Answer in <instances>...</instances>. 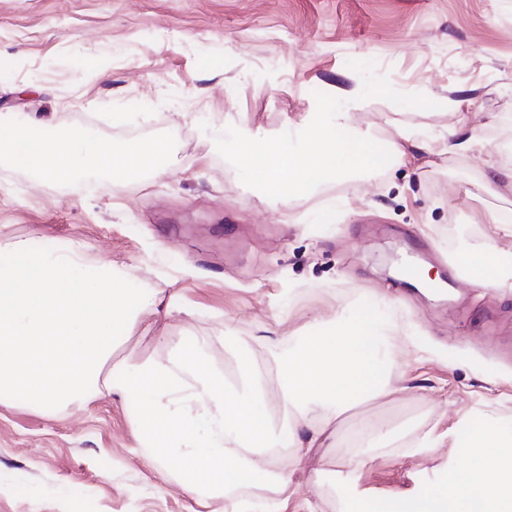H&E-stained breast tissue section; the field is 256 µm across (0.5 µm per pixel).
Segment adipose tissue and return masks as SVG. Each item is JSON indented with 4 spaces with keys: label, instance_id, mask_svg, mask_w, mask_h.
Listing matches in <instances>:
<instances>
[{
    "label": "adipose tissue",
    "instance_id": "adipose-tissue-1",
    "mask_svg": "<svg viewBox=\"0 0 512 512\" xmlns=\"http://www.w3.org/2000/svg\"><path fill=\"white\" fill-rule=\"evenodd\" d=\"M157 142L112 146L80 129L51 130L44 139L0 123V158L18 159L44 180L85 165L163 176ZM8 261L0 275V401L21 395L38 406L86 405L107 394H138L144 411L133 427L153 463L180 464L178 484L205 500H227L244 483L287 501L294 481L270 456L295 449L323 459L339 440L337 419L357 401L386 395L380 340L387 326L369 310L327 323L305 336L281 365L285 387L267 398L254 363L237 362L239 388L205 364V344L189 337L163 360L112 362L114 335L131 337L160 312L158 290L132 295L129 269L101 265L78 246L38 253L26 241L0 239ZM479 288H505L495 244L463 255ZM460 452L467 466L449 470L434 488L366 495L352 512H512V433L486 423L467 427Z\"/></svg>",
    "mask_w": 512,
    "mask_h": 512
}]
</instances>
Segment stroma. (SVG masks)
Instances as JSON below:
<instances>
[{"mask_svg":"<svg viewBox=\"0 0 512 512\" xmlns=\"http://www.w3.org/2000/svg\"><path fill=\"white\" fill-rule=\"evenodd\" d=\"M345 100L359 135L412 133L425 149L283 207L246 187L215 137L302 129L314 92ZM0 116L90 131L97 140L163 141L167 173L100 185L40 180L0 162V237L32 250L81 245L130 269L131 290H162L169 311L114 346L113 362L162 360L205 342L206 364L235 382L239 358L280 395L296 349L322 319L360 308L395 329L389 392L342 429L381 423L356 465L327 449L284 512H349L384 489L430 488L462 465L463 427L512 428V292L449 286L439 299L397 276L404 248L480 252L486 207L512 210V180L469 198L487 176L479 152L440 153L448 128L481 139L512 168V0H0ZM143 407L103 395L86 406L0 403V512H224L176 484L133 430ZM436 447H417L424 432Z\"/></svg>","mask_w":512,"mask_h":512,"instance_id":"obj_1","label":"stroma"}]
</instances>
